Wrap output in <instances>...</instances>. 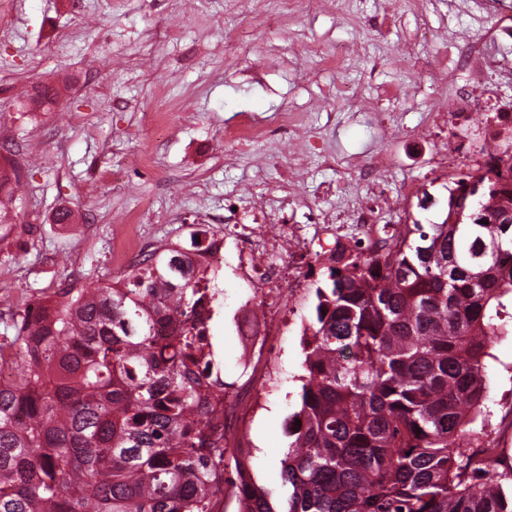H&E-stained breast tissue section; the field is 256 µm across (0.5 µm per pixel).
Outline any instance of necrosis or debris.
Listing matches in <instances>:
<instances>
[{
  "label": "necrosis or debris",
  "instance_id": "obj_1",
  "mask_svg": "<svg viewBox=\"0 0 512 512\" xmlns=\"http://www.w3.org/2000/svg\"><path fill=\"white\" fill-rule=\"evenodd\" d=\"M499 38L498 28L487 29L478 41L450 45V58L456 64L477 68L484 78L511 79L512 62L491 49ZM392 165L388 152H375L363 165L370 175V193L346 210L318 214L317 229L328 246L359 245L376 254L385 251L390 233L378 223L376 212L382 179ZM224 207L223 225L211 227L204 248L187 250L186 255L197 266L231 267L247 288L233 325L243 353L255 363L271 352L272 338L283 324L288 306L308 288L304 267L317 266L323 254L309 247L304 225L264 223L266 199L251 198L255 218L251 224L240 223L232 202H225ZM207 398L230 446L243 447L247 419L262 407L258 392L249 382H229L210 388Z\"/></svg>",
  "mask_w": 512,
  "mask_h": 512
}]
</instances>
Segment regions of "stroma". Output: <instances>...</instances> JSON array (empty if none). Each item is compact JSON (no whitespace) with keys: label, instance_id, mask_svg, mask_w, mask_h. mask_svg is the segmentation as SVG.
Here are the masks:
<instances>
[{"label":"stroma","instance_id":"stroma-1","mask_svg":"<svg viewBox=\"0 0 512 512\" xmlns=\"http://www.w3.org/2000/svg\"><path fill=\"white\" fill-rule=\"evenodd\" d=\"M11 28L0 35V165L22 171L13 230L0 248V337L13 336V315L27 299L61 284L107 283L128 274L112 255L114 236L130 231L165 242L191 225L222 217L225 198L278 194L288 154L306 156L295 200L299 223L365 192L359 176L326 164V156L365 161L391 153L377 219L441 221L448 177L429 154L440 134L421 126L445 111L449 143L473 156L502 141L494 126L470 116L459 93L475 79L442 73L437 51L448 30L478 39L483 28L512 18V0L483 16L449 11L448 0H9ZM411 43L422 72L393 56ZM343 48L337 65L323 57ZM54 91L39 103V87ZM306 118L301 138L287 139L282 113ZM247 117L270 127L266 139L228 141L227 128ZM429 192L435 207L401 206L404 185ZM69 223H56L59 211ZM224 307L213 324L224 378L240 377L233 308L245 290L225 273ZM306 293L288 310L270 364L272 384L247 435L248 464L262 483L279 480L287 440L279 431L298 403L302 330L314 312ZM491 402L484 432L512 463V335L488 360Z\"/></svg>","mask_w":512,"mask_h":512}]
</instances>
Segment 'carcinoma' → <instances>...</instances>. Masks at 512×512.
I'll return each mask as SVG.
<instances>
[{"mask_svg":"<svg viewBox=\"0 0 512 512\" xmlns=\"http://www.w3.org/2000/svg\"><path fill=\"white\" fill-rule=\"evenodd\" d=\"M20 180L0 168V240ZM446 189L441 222L322 265L275 486L239 458L227 476L206 404L224 385L204 315L224 305L222 272L161 245L126 277L18 312L31 357L0 383V512H214L226 488L237 512H512V467L473 446L512 322V174Z\"/></svg>","mask_w":512,"mask_h":512,"instance_id":"1","label":"carcinoma"}]
</instances>
